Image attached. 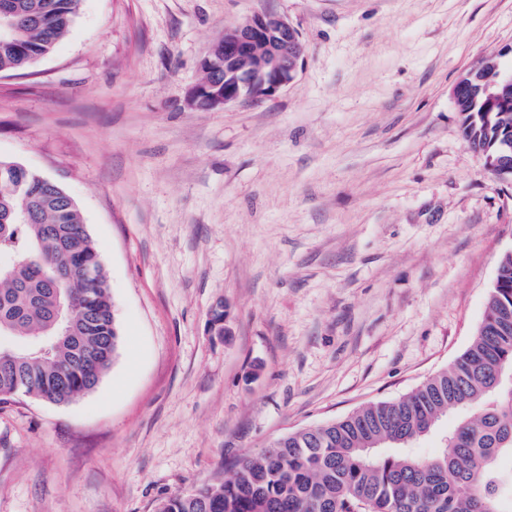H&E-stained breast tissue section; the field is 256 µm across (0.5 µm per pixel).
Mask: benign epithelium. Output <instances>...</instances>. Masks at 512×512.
<instances>
[{
	"instance_id": "obj_1",
	"label": "benign epithelium",
	"mask_w": 512,
	"mask_h": 512,
	"mask_svg": "<svg viewBox=\"0 0 512 512\" xmlns=\"http://www.w3.org/2000/svg\"><path fill=\"white\" fill-rule=\"evenodd\" d=\"M304 44L284 18L254 14L224 29L201 60L203 78L191 91V105L213 110L241 100L271 97L293 82Z\"/></svg>"
}]
</instances>
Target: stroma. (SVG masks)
<instances>
[{
	"label": "stroma",
	"mask_w": 512,
	"mask_h": 512,
	"mask_svg": "<svg viewBox=\"0 0 512 512\" xmlns=\"http://www.w3.org/2000/svg\"><path fill=\"white\" fill-rule=\"evenodd\" d=\"M265 12L301 35L294 81L192 107L225 26ZM499 54L512 0H80L0 74V158L77 203L122 343L88 396L0 405V512H157L448 368L512 250V182L453 101Z\"/></svg>",
	"instance_id": "1"
}]
</instances>
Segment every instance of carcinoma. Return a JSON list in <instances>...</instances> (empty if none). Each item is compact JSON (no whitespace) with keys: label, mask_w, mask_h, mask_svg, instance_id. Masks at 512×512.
I'll return each mask as SVG.
<instances>
[{"label":"carcinoma","mask_w":512,"mask_h":512,"mask_svg":"<svg viewBox=\"0 0 512 512\" xmlns=\"http://www.w3.org/2000/svg\"><path fill=\"white\" fill-rule=\"evenodd\" d=\"M21 24L0 43V73L49 54L79 0H8ZM463 80L477 100L465 140L512 166V65L482 62ZM33 209L22 217L23 203ZM0 403L24 392L54 404L92 393L120 343L99 250L77 204L49 178L0 158ZM465 414L444 449L416 456L450 409ZM512 457V251L499 260L485 317L447 369L404 396L279 436L222 478L177 491L158 512H512L497 464Z\"/></svg>","instance_id":"cac0c4a2"}]
</instances>
